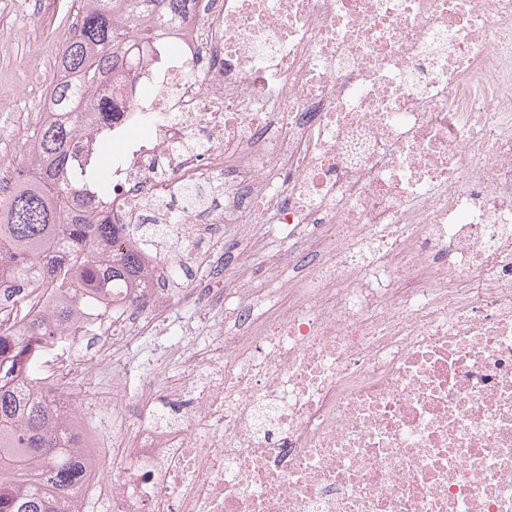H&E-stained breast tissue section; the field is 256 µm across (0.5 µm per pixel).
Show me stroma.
Segmentation results:
<instances>
[{
	"label": "stroma",
	"instance_id": "1",
	"mask_svg": "<svg viewBox=\"0 0 512 512\" xmlns=\"http://www.w3.org/2000/svg\"><path fill=\"white\" fill-rule=\"evenodd\" d=\"M74 8V0H19L15 7L0 5V178L14 177L24 146L40 120L41 101L57 74L54 62L66 42L61 31ZM211 275L207 267L180 273L177 283L181 292L174 295L167 318L157 324L152 335L117 350V357L133 368L132 386L147 379H177L178 364L165 363L164 358L182 347V335L202 315L182 291L210 287ZM96 338L92 332L67 345L66 356H82L85 368L65 392L80 407L83 425L105 435L112 427V404L97 399L103 361L95 349Z\"/></svg>",
	"mask_w": 512,
	"mask_h": 512
}]
</instances>
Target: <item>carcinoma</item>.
<instances>
[{"label": "carcinoma", "instance_id": "1", "mask_svg": "<svg viewBox=\"0 0 512 512\" xmlns=\"http://www.w3.org/2000/svg\"><path fill=\"white\" fill-rule=\"evenodd\" d=\"M76 29L56 60L49 96L56 112L40 121L25 146L11 191L0 201V512H77L88 463L63 447L58 420L64 407L32 396L43 379V359L66 341L70 323L91 313L112 289L148 288L151 275L140 252L125 243L123 224L93 220V200L77 159L82 110L97 88L133 76L140 57L167 25L186 17L190 0H77ZM171 224H138L140 233L166 235ZM36 278L61 296L47 321L28 318L26 290ZM40 469L28 476L27 461Z\"/></svg>", "mask_w": 512, "mask_h": 512}]
</instances>
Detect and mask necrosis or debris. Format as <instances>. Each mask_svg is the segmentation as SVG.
Masks as SVG:
<instances>
[{
  "label": "necrosis or debris",
  "mask_w": 512,
  "mask_h": 512,
  "mask_svg": "<svg viewBox=\"0 0 512 512\" xmlns=\"http://www.w3.org/2000/svg\"><path fill=\"white\" fill-rule=\"evenodd\" d=\"M87 110L83 154L123 140L96 218L169 221L209 353L121 451L86 449L113 512H512V0H194ZM113 106L104 113L102 103ZM142 137H135V130ZM268 261L254 268L256 254ZM165 267L132 303L80 315L101 350L162 321ZM186 273L180 272V275L178 276V271L176 269L171 270V276L172 278H175L178 276V279H174L176 283H178V288H210L212 285V272L210 268L206 267L202 270L199 269H192L190 267H187L185 270Z\"/></svg>",
  "instance_id": "1"
}]
</instances>
